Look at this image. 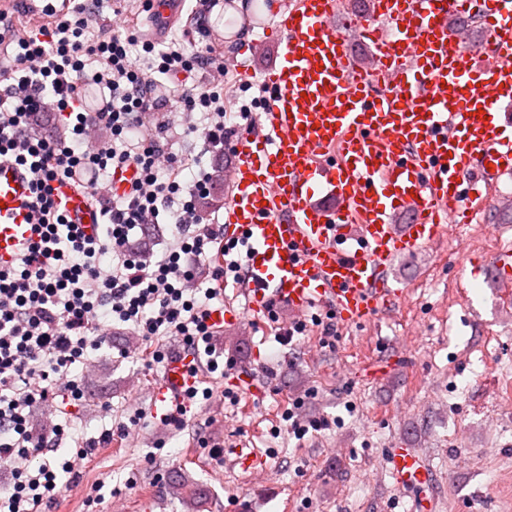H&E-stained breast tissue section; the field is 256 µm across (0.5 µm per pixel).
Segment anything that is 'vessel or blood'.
I'll return each instance as SVG.
<instances>
[{"label":"vessel or blood","mask_w":512,"mask_h":512,"mask_svg":"<svg viewBox=\"0 0 512 512\" xmlns=\"http://www.w3.org/2000/svg\"><path fill=\"white\" fill-rule=\"evenodd\" d=\"M479 9L480 40L454 24ZM369 46L356 57L348 30ZM278 57L263 71L261 119L233 145L224 237L244 249L241 289L257 316L323 307L352 326L398 306L399 257L469 223L493 183L512 179V0H294L276 27ZM53 199L71 223L99 232L100 210L68 181ZM27 170L0 160V266L38 240ZM408 216L397 224V216ZM491 264L512 286V247ZM184 353L166 361L153 411L166 416L193 379ZM228 463L251 473L263 453L243 439ZM397 486L432 473L410 448H391Z\"/></svg>","instance_id":"obj_1"}]
</instances>
